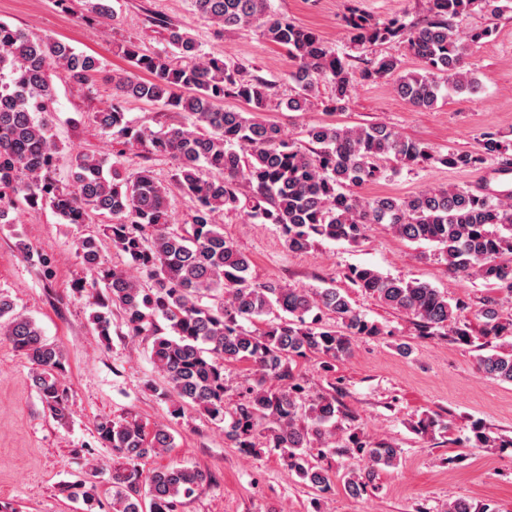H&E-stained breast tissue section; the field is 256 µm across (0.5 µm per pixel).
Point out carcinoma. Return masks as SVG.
<instances>
[{
    "instance_id": "cac0c4a2",
    "label": "carcinoma",
    "mask_w": 512,
    "mask_h": 512,
    "mask_svg": "<svg viewBox=\"0 0 512 512\" xmlns=\"http://www.w3.org/2000/svg\"><path fill=\"white\" fill-rule=\"evenodd\" d=\"M480 3L500 16L512 0H429L428 18L379 23L348 7L343 16L357 46L402 40L418 62L406 72L392 54L341 58L313 29L298 26L271 10L269 0H192L193 7L219 31L257 25L262 36L288 51L293 93L282 101L290 112H305L320 82L332 81L324 105L344 109L351 77L386 79L414 107L431 109L443 90L473 91L477 82L466 69L470 45L496 34L487 26L461 40L454 19ZM85 17L107 23L109 0H85ZM164 49L147 51L131 37L118 41L128 69L104 74L112 84V104L95 113V122L130 149L172 161V186L194 202L188 221L176 224L167 205L169 186L143 166L128 173L121 156L90 152L68 154L71 178L58 174L62 147L53 133L57 91L52 75L64 71L81 88L103 74L99 60L76 51L50 34L31 36L0 23V223L20 203L31 210L50 208L65 224L107 219L100 236L76 240V253L90 273L80 288L105 289L101 310L93 315L99 335H110L111 307L118 306L133 336L153 337L151 358L165 375L178 405H189L211 420L228 421L224 434L235 447L255 453L260 445L277 448L288 471L314 492L327 494L340 481L353 495L377 489V469L397 464L400 449L354 430L331 442L326 435L349 418L331 393L308 398L300 362L311 357L329 374L351 357L353 340L377 338L383 329L353 307L347 294L331 284L298 288L286 282L253 280L251 261L224 238L216 222L223 212H238L262 224L280 227L288 251L303 253L318 240L356 243L372 224L386 225L410 242H428L453 276L479 277L491 290L512 293V193L490 195L464 187H434L407 198L361 199L353 188L376 183L392 168L424 163L471 169L507 150L497 132L484 131L474 151L436 153L425 143L382 123L305 130V140L286 137L279 126L255 113L272 102V84L246 76L242 67L214 54L180 27L163 23ZM159 103L183 114L180 122L158 131L135 126L125 100ZM249 105L253 116L226 106ZM126 255L147 274L149 283L109 265L102 242ZM346 279L363 294L412 317L418 336H450L481 354L478 369L512 384V317H503L494 297L483 299L475 316L479 336L462 313L469 303L414 279L390 278L366 266L348 268ZM3 335L33 365L31 380L50 413L69 416L68 391L61 376V348L43 337L36 322L15 312L0 294ZM250 327H245V324ZM248 364L261 380L240 392L226 407L224 364ZM279 381L265 386V379ZM99 439L118 454L112 472V512H178L207 479L201 470L172 462L144 471L140 461L174 447L163 425L148 430L135 419H103ZM464 448H512V437L493 436L479 421L470 426ZM361 455L369 467L333 477L322 461ZM69 496L86 512L98 504L93 486L76 481ZM444 512H498L489 503L457 498Z\"/></svg>"
}]
</instances>
